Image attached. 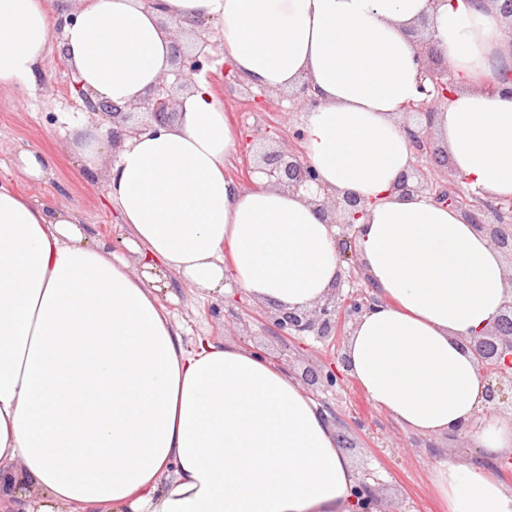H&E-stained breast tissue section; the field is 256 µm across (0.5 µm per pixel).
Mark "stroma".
<instances>
[{"label": "stroma", "mask_w": 512, "mask_h": 512, "mask_svg": "<svg viewBox=\"0 0 512 512\" xmlns=\"http://www.w3.org/2000/svg\"><path fill=\"white\" fill-rule=\"evenodd\" d=\"M207 37L213 61L199 78L207 82L238 137L253 136L250 151H238L225 168L227 177L245 182L256 168L259 156L268 150L288 147V129L279 115L288 110L289 91H269L265 108L254 107L240 95L236 83L224 76V41L221 27L209 23ZM61 37L53 35L52 53L44 72L28 88L0 93V181L10 183L20 194L38 203L75 209L98 241L109 242L125 233L115 208L103 203L101 177L82 167L71 146L74 129L84 114L70 89L77 77L64 65ZM25 149L42 151L51 164L47 178L33 181L18 168V155ZM158 298L177 323L185 343L208 336L218 341L243 343L263 351L295 378L329 362L325 345L314 337L293 341L280 336L265 322L274 306L253 299L244 289L231 287L224 296H207L172 279ZM313 397L336 413L340 434L350 443L346 450L357 472L365 475L383 512H443L431 484L438 465L453 457L476 460L472 439L426 440L401 427L368 400L356 383L334 392L313 390ZM367 428H359V421Z\"/></svg>", "instance_id": "35a3bbf8"}]
</instances>
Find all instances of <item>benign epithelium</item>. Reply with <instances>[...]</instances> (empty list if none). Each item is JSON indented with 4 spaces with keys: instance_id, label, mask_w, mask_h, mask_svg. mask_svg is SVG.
Returning <instances> with one entry per match:
<instances>
[{
    "instance_id": "1",
    "label": "benign epithelium",
    "mask_w": 512,
    "mask_h": 512,
    "mask_svg": "<svg viewBox=\"0 0 512 512\" xmlns=\"http://www.w3.org/2000/svg\"><path fill=\"white\" fill-rule=\"evenodd\" d=\"M439 53L441 49L433 40L418 46L416 61L419 65L422 99L408 104L407 112L423 117L424 124L405 126L414 156L424 158L429 163L436 161V152L432 149L427 128L433 125L436 105L447 101L455 89V78L450 70L436 71L429 66V57ZM172 59L178 63V68L171 71L175 80L190 85L193 76L203 69L204 64L210 62L211 55L200 49L191 56H184L175 46ZM167 78L168 74H163L158 84L140 102L134 104V107L159 123L170 120L180 105V101L171 93ZM73 87L81 101L82 111L112 117V128L109 129L112 144L119 143L125 135L139 131L137 127L128 126L131 106L95 101L79 84L75 83ZM258 171L266 176L271 185L296 193L303 190L311 194L309 201L314 204L322 221L339 227L336 242L340 260L349 263L351 267L347 277L337 278L332 295L323 303L303 310L278 307L267 315V322L280 336H315L324 342L334 341L341 335L346 323H356L377 302L371 281L353 273V270L360 268L355 260L357 253L352 250V240L356 237L355 220L364 215L367 202L354 195L339 197L325 191L311 192V186L317 183V175L298 147H291L286 152L265 154ZM450 186L451 182L447 181L442 189L433 190V185L425 182L424 172L419 166L413 165L400 175L395 189L404 196L423 190L434 191L437 201L448 203L460 211L466 223L487 238L512 264V201L479 196L470 201L451 194ZM469 346L486 383V412L512 418V301L503 306L486 332L469 341ZM305 381L309 386H319L326 390L342 385L341 375L332 365L309 371L305 374Z\"/></svg>"
}]
</instances>
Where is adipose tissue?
<instances>
[{
  "instance_id": "obj_1",
  "label": "adipose tissue",
  "mask_w": 512,
  "mask_h": 512,
  "mask_svg": "<svg viewBox=\"0 0 512 512\" xmlns=\"http://www.w3.org/2000/svg\"><path fill=\"white\" fill-rule=\"evenodd\" d=\"M220 22L224 58L253 86L307 81L306 160L332 195L368 203L355 249L378 301L344 346L348 375L402 427L433 440L483 412L467 346L512 283L501 254L450 205L394 188L413 161L397 116L419 100L413 32L428 22L457 79L434 118L462 184L512 200V42L486 0H84L64 28L93 99L138 103L171 61L168 21ZM56 22L44 0H0V91L35 84ZM239 147L211 88L120 147L80 130L127 229L90 241L66 207L0 184V512H363L360 477L328 411L237 343L185 347L153 291L176 274L209 294L306 309L341 272L334 226L299 194L224 174ZM447 512H512V486L447 459Z\"/></svg>"
}]
</instances>
